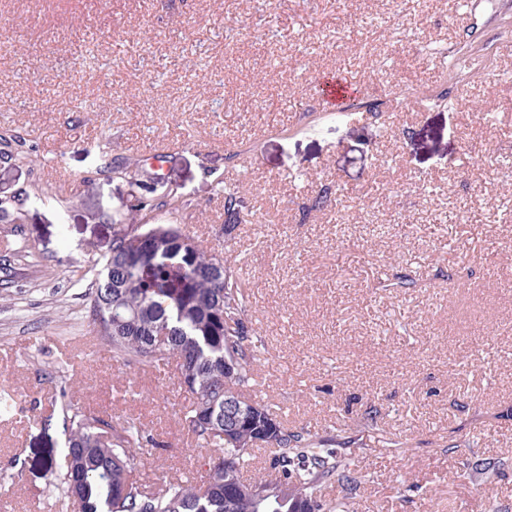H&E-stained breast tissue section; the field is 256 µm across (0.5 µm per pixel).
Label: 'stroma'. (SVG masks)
I'll return each instance as SVG.
<instances>
[{
	"label": "stroma",
	"mask_w": 512,
	"mask_h": 512,
	"mask_svg": "<svg viewBox=\"0 0 512 512\" xmlns=\"http://www.w3.org/2000/svg\"><path fill=\"white\" fill-rule=\"evenodd\" d=\"M334 72L377 114L333 119ZM5 130L30 158L0 157V512H67L63 390L158 438L147 482L207 473L176 361L85 346L72 284L140 222L99 165L146 184L158 149L184 206L148 223L238 257L266 348L250 398L348 435L354 512H512V469L471 470L512 457V0H0ZM235 182L250 218L230 229Z\"/></svg>",
	"instance_id": "stroma-1"
}]
</instances>
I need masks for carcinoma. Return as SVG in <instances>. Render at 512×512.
<instances>
[{"label":"carcinoma","instance_id":"obj_1","mask_svg":"<svg viewBox=\"0 0 512 512\" xmlns=\"http://www.w3.org/2000/svg\"><path fill=\"white\" fill-rule=\"evenodd\" d=\"M240 196L224 187V215L244 221ZM181 201L154 178L133 204L136 213L162 207L176 210ZM156 242L151 251L132 256L116 231L110 252L86 273L85 299L94 333L112 347V358L125 366L156 368L179 360L178 385L191 395L181 421L202 447L221 451L210 462L202 485L169 483L159 491L144 484V448L156 446L134 420L106 421L79 411L60 390L59 402L69 422L63 492L78 512H293L306 502L308 512H350L358 487L354 463L334 448L336 439L305 428L290 429L266 406L252 403L251 415L233 439L224 433V403L242 398L254 381L262 340L248 326L249 298L231 266L222 280L213 275L215 255L177 224H145ZM167 335H157L159 326ZM229 362L233 369L224 367ZM270 449L269 472L243 478L254 450ZM247 490L230 499L224 481ZM331 489L336 496L325 498Z\"/></svg>","mask_w":512,"mask_h":512}]
</instances>
